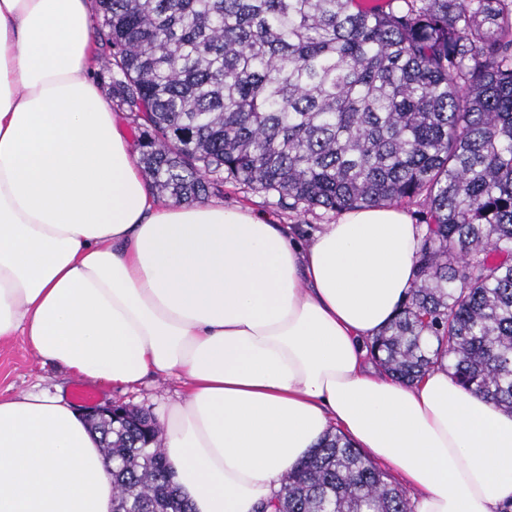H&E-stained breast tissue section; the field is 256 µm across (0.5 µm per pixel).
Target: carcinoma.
Listing matches in <instances>:
<instances>
[{"instance_id":"1","label":"carcinoma","mask_w":512,"mask_h":512,"mask_svg":"<svg viewBox=\"0 0 512 512\" xmlns=\"http://www.w3.org/2000/svg\"><path fill=\"white\" fill-rule=\"evenodd\" d=\"M138 163L189 203L230 180L296 211L423 199L413 287L371 344L412 384L448 359L512 413V0H95ZM112 512H190L155 419L87 417ZM261 512H413L328 432Z\"/></svg>"}]
</instances>
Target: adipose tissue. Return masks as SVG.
<instances>
[{
	"label": "adipose tissue",
	"mask_w": 512,
	"mask_h": 512,
	"mask_svg": "<svg viewBox=\"0 0 512 512\" xmlns=\"http://www.w3.org/2000/svg\"><path fill=\"white\" fill-rule=\"evenodd\" d=\"M92 46L89 0H0V340L88 383L182 380L162 446L191 512H259L334 427L414 512H512V414L447 368L409 385L370 353L423 228L378 206L303 241L158 199ZM110 467L62 395L0 396V512H112Z\"/></svg>",
	"instance_id": "obj_1"
}]
</instances>
